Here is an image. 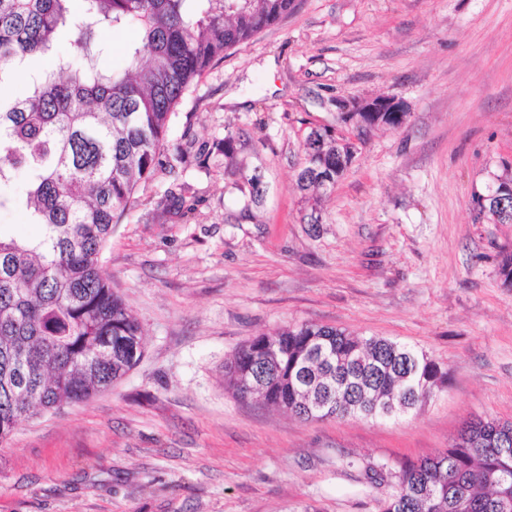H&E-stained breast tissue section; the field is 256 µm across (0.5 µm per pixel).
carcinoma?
Segmentation results:
<instances>
[{"label":"carcinoma","mask_w":512,"mask_h":512,"mask_svg":"<svg viewBox=\"0 0 512 512\" xmlns=\"http://www.w3.org/2000/svg\"><path fill=\"white\" fill-rule=\"evenodd\" d=\"M295 0H0V208L41 226L33 239L0 224V443L30 419L64 403L86 402L141 360V326L100 272L113 225L140 185L174 170L165 155L171 113L224 52L251 40L294 9ZM137 39L119 70L101 67L108 31ZM71 36L73 58L54 57ZM23 79L25 96L8 89ZM405 112H364L370 130L398 128ZM296 187L318 201L351 160L329 127L310 131ZM24 173V190L12 185ZM175 183L163 209L185 206ZM486 188L476 219L512 224V198ZM226 388L306 422L389 419L422 406L444 383L415 348L336 327L301 323L258 336L224 365ZM370 484L395 491L385 512H512V422L464 421L450 448L393 467L366 462ZM434 489L429 504L419 492Z\"/></svg>","instance_id":"carcinoma-1"}]
</instances>
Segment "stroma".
Listing matches in <instances>:
<instances>
[{"instance_id": "stroma-1", "label": "stroma", "mask_w": 512, "mask_h": 512, "mask_svg": "<svg viewBox=\"0 0 512 512\" xmlns=\"http://www.w3.org/2000/svg\"><path fill=\"white\" fill-rule=\"evenodd\" d=\"M377 96L406 123L364 137L321 201L300 193L310 129ZM228 132L232 166L187 150ZM167 141L183 163L140 186L101 259L143 356L0 443V512H382L393 486L344 457L416 460L470 416L512 421V224L473 210L512 163V0H296L194 81ZM177 180L195 205L162 212ZM303 322L414 346L446 381L377 420L303 422L225 388L235 350Z\"/></svg>"}]
</instances>
